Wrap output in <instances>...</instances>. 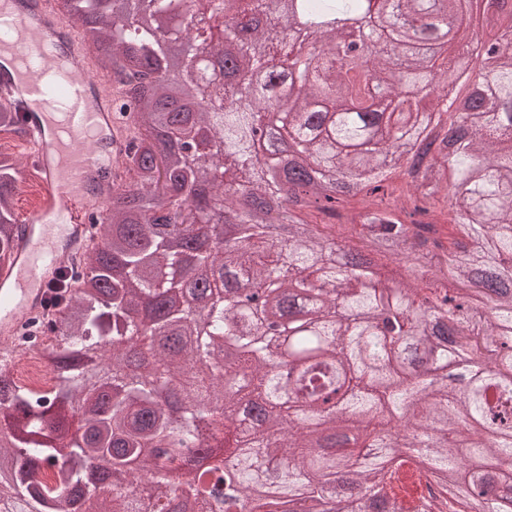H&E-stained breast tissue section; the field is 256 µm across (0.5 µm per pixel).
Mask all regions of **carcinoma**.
<instances>
[{
  "instance_id": "1",
  "label": "carcinoma",
  "mask_w": 512,
  "mask_h": 512,
  "mask_svg": "<svg viewBox=\"0 0 512 512\" xmlns=\"http://www.w3.org/2000/svg\"><path fill=\"white\" fill-rule=\"evenodd\" d=\"M217 39L173 32L162 14L186 15L197 0H65L69 23L92 46L123 60L112 80L130 107L137 190L112 210L81 264L93 272L50 290L67 332L47 349L57 383L34 391L0 359V503L7 512H63L65 502L112 501V512H213L211 487H228L221 512H290L296 497L337 512L331 497L354 496L358 512H405L388 479L403 459L432 481L422 512H512V51L488 59L486 95L474 112H451L440 136V100L454 98L463 60L447 44L512 37V0H484V33L467 0H298L316 22L351 21L288 41L284 0H233ZM118 15L137 21L118 27ZM179 42L184 85L148 81ZM232 63L230 83L200 86V50ZM261 66L297 73L304 90L287 102L258 97L247 75ZM386 91L384 104L377 103ZM193 97L213 110L196 112ZM272 117L315 164L340 165L350 181L323 201L318 183L298 181L288 200L300 233L283 245L251 213L280 184L246 162L252 129ZM22 133L19 110L0 103V133ZM403 169L408 189L388 213ZM455 174L448 190V171ZM25 180L0 149V266L14 258V199ZM362 197L345 224L339 204ZM247 198L244 232L221 248L203 226ZM458 238L434 237L437 204ZM429 215L431 224L414 217ZM209 275L205 319L182 302L197 288L182 275L185 254ZM393 263V276L380 268ZM177 337L164 356L146 357L157 332ZM296 364L274 370L286 354ZM184 407L159 402L172 380ZM341 393L336 413L318 405ZM222 403L223 437L203 410ZM204 449L181 458L183 480H168L171 452L144 455L157 441ZM110 459L94 481L88 459ZM52 471L50 483L39 480Z\"/></svg>"
}]
</instances>
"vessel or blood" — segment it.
Returning <instances> with one entry per match:
<instances>
[{
  "mask_svg": "<svg viewBox=\"0 0 512 512\" xmlns=\"http://www.w3.org/2000/svg\"><path fill=\"white\" fill-rule=\"evenodd\" d=\"M7 39L19 75L0 83V96L38 111L24 139L42 188L40 208L18 226L16 264L0 271V347L13 348L23 325L42 316L47 283L83 253L93 216L127 178L130 131L116 87L94 75L90 50L56 0H28L16 13L0 7V40ZM58 112L67 131L50 142L42 121Z\"/></svg>",
  "mask_w": 512,
  "mask_h": 512,
  "instance_id": "b4317fda",
  "label": "vessel or blood"
}]
</instances>
